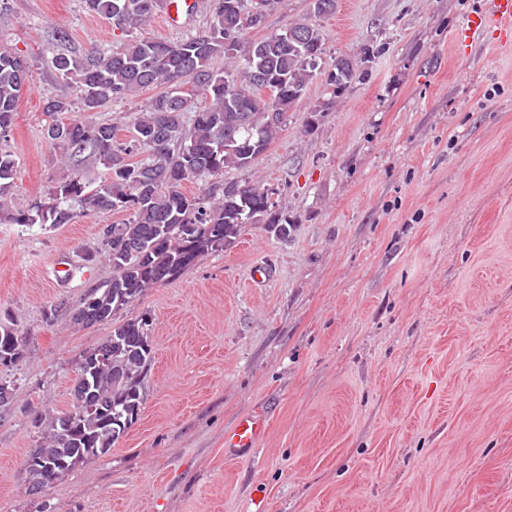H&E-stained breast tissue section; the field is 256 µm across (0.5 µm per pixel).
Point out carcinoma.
Returning a JSON list of instances; mask_svg holds the SVG:
<instances>
[{
    "instance_id": "carcinoma-1",
    "label": "carcinoma",
    "mask_w": 512,
    "mask_h": 512,
    "mask_svg": "<svg viewBox=\"0 0 512 512\" xmlns=\"http://www.w3.org/2000/svg\"><path fill=\"white\" fill-rule=\"evenodd\" d=\"M89 12L120 29L137 28L161 7L162 0H84ZM263 19L245 21L239 0H214L210 26L171 42L135 39L118 51H93L83 58L59 53L51 64L57 76L72 80L76 97L46 99V138L58 150L68 174L56 181L45 199L27 210L9 206L16 175L11 152L0 149V221L10 224H71L83 214L128 212L122 224L107 226L106 257L112 279L91 288L74 323L85 327L112 320L113 314L147 289L177 276L203 253L230 244L243 225H294L278 210L263 208L267 191L245 185L224 190L215 182L204 193L189 195L183 185L215 177L227 168H246L282 131L266 123L265 113L287 112L319 74L324 35L299 20L280 33L245 38ZM222 60L224 64L215 66ZM357 75L355 67L328 74L332 94H341ZM279 95L267 102L263 86ZM30 88V66L0 43V140H6L22 96ZM156 89L148 107L131 121V140H117V126L84 120L65 123L60 115L80 104L84 112ZM192 116H187L188 112ZM97 161L107 176L84 177ZM191 225L186 232L183 226ZM9 346L16 364L26 361V337L16 324L0 321V348ZM111 362L95 370L88 353L80 356L71 390V408L61 414L38 413L34 427L41 437L26 467V493L38 496L51 486L48 468L67 475L108 453L120 439L112 429L117 411L134 417L144 402L143 381L152 359L149 321L129 319L101 344Z\"/></svg>"
}]
</instances>
